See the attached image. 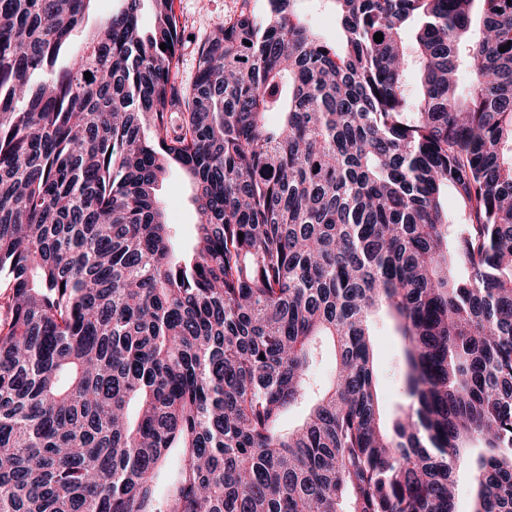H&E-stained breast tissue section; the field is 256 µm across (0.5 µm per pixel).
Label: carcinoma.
Listing matches in <instances>:
<instances>
[{"mask_svg": "<svg viewBox=\"0 0 512 512\" xmlns=\"http://www.w3.org/2000/svg\"><path fill=\"white\" fill-rule=\"evenodd\" d=\"M91 2L0 0V512H512V3L265 0L186 92L173 0L57 66ZM302 4L309 24L329 40L335 41L337 35L336 19L327 3L320 0H304ZM158 193L174 243L182 251H190L198 215L191 202L192 191L187 178L180 170L173 169L160 184ZM374 363L382 410L392 417L397 404L404 402V381L399 373L400 339L382 315L374 319Z\"/></svg>", "mask_w": 512, "mask_h": 512, "instance_id": "carcinoma-1", "label": "carcinoma"}]
</instances>
